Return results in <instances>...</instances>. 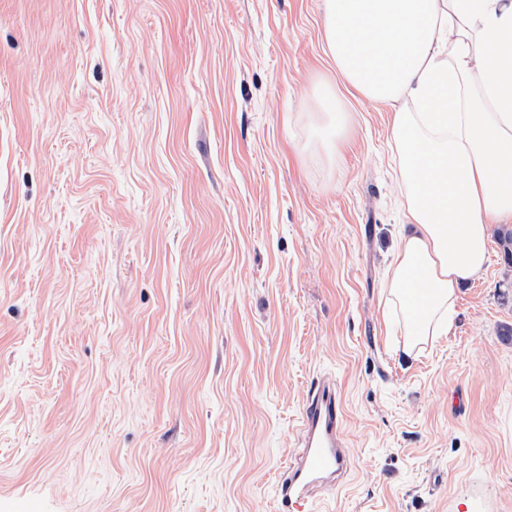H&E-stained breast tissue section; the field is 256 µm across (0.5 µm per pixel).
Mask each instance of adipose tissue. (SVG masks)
Instances as JSON below:
<instances>
[{
    "label": "adipose tissue",
    "instance_id": "1",
    "mask_svg": "<svg viewBox=\"0 0 512 512\" xmlns=\"http://www.w3.org/2000/svg\"><path fill=\"white\" fill-rule=\"evenodd\" d=\"M322 26L346 84L393 111L407 229L385 288L411 353L512 223V0H323Z\"/></svg>",
    "mask_w": 512,
    "mask_h": 512
}]
</instances>
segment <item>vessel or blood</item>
<instances>
[{
  "label": "vessel or blood",
  "mask_w": 512,
  "mask_h": 512,
  "mask_svg": "<svg viewBox=\"0 0 512 512\" xmlns=\"http://www.w3.org/2000/svg\"><path fill=\"white\" fill-rule=\"evenodd\" d=\"M343 416L335 379L311 385L296 427L300 451L282 467L281 512H312L320 490L346 478L349 454L342 433Z\"/></svg>",
  "instance_id": "b4317fda"
}]
</instances>
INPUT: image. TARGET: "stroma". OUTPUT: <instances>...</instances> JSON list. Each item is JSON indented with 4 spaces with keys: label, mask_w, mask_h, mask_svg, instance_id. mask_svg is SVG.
<instances>
[{
    "label": "stroma",
    "mask_w": 512,
    "mask_h": 512,
    "mask_svg": "<svg viewBox=\"0 0 512 512\" xmlns=\"http://www.w3.org/2000/svg\"><path fill=\"white\" fill-rule=\"evenodd\" d=\"M391 122L322 0H0V512H279L329 372L315 512H512V261L403 356ZM343 416L335 379L311 385L296 427L301 450L282 467L281 512L312 511L321 489L346 478L349 454L342 433Z\"/></svg>",
    "instance_id": "stroma-1"
}]
</instances>
